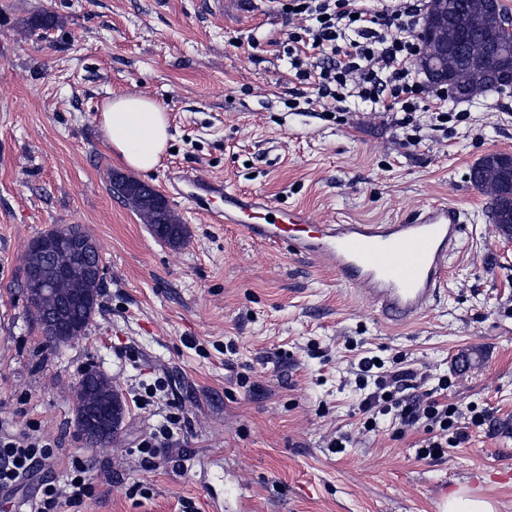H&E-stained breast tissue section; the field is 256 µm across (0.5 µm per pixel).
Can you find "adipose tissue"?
<instances>
[{
    "label": "adipose tissue",
    "instance_id": "obj_1",
    "mask_svg": "<svg viewBox=\"0 0 512 512\" xmlns=\"http://www.w3.org/2000/svg\"><path fill=\"white\" fill-rule=\"evenodd\" d=\"M102 124L122 165L142 172L156 167L169 138L163 106L144 96L119 94L106 104Z\"/></svg>",
    "mask_w": 512,
    "mask_h": 512
}]
</instances>
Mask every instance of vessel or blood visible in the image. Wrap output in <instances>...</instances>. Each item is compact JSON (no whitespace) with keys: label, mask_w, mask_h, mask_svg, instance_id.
Returning a JSON list of instances; mask_svg holds the SVG:
<instances>
[{"label":"vessel or blood","mask_w":512,"mask_h":512,"mask_svg":"<svg viewBox=\"0 0 512 512\" xmlns=\"http://www.w3.org/2000/svg\"><path fill=\"white\" fill-rule=\"evenodd\" d=\"M197 207L220 197L224 208L210 211L215 224H232L251 240L293 255L321 259L338 278L363 288L387 320H414L446 285L465 214L445 202L422 204L392 224H312L305 210L285 209L265 197L199 181Z\"/></svg>","instance_id":"obj_1"}]
</instances>
